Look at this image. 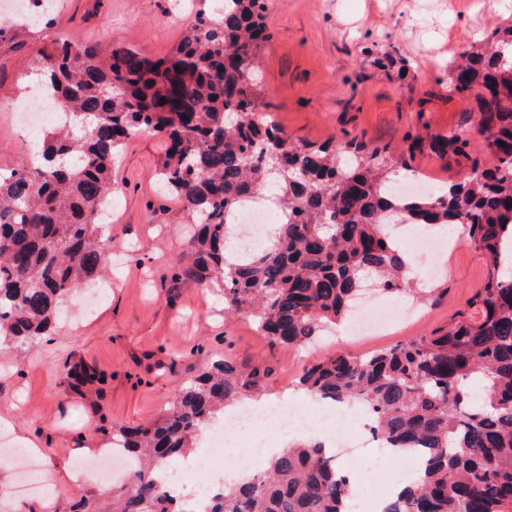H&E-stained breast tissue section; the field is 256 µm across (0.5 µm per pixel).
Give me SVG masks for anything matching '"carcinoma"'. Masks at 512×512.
Instances as JSON below:
<instances>
[{
  "label": "carcinoma",
  "instance_id": "obj_1",
  "mask_svg": "<svg viewBox=\"0 0 512 512\" xmlns=\"http://www.w3.org/2000/svg\"><path fill=\"white\" fill-rule=\"evenodd\" d=\"M267 10L268 0H224L165 58L50 41L35 71L73 120L43 133L37 160L0 171V341L51 334L69 293L105 271L100 219L116 193L115 160L139 134L160 137V180L196 224L176 275L223 285L224 314H249L276 346L302 347L348 317L370 277L407 297L406 263L384 225L462 224L489 270L447 327L364 356L333 353L306 367L299 386L317 401L364 403L392 452L419 454L417 478L384 512H512V274L502 272V244L512 243V26L448 64V95L479 111L412 142L454 160L463 177L404 199L391 191L389 148L296 142L259 117ZM29 30L0 21V46ZM478 134L491 164L476 155ZM263 195L288 220L270 246L231 262L225 217ZM247 385L234 362L217 361L152 425L112 429V447L136 470L76 512H186L158 474ZM349 499L335 456L310 443L215 494L206 512H349Z\"/></svg>",
  "mask_w": 512,
  "mask_h": 512
}]
</instances>
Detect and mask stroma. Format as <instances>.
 Returning <instances> with one entry per match:
<instances>
[{
	"instance_id": "stroma-1",
	"label": "stroma",
	"mask_w": 512,
	"mask_h": 512,
	"mask_svg": "<svg viewBox=\"0 0 512 512\" xmlns=\"http://www.w3.org/2000/svg\"><path fill=\"white\" fill-rule=\"evenodd\" d=\"M222 0H59L50 28L0 48V168L26 166L27 142L13 120L27 77L42 48L59 31L159 58L183 40L199 10ZM269 40L259 51L257 88L267 111L293 139L331 138L390 147L396 175L412 168L444 182L457 178L454 162L428 151L409 152L411 137L455 128L472 101L448 94V61L512 25V0H270ZM392 62H385V55ZM162 143L150 135L129 140L114 170L120 190L107 227L112 288L91 298L89 310L66 302V316L33 344L0 345V428L17 443L41 446L44 475L63 488L59 505L21 498L20 474L0 463V512H72L102 486L79 472L106 446L109 427L152 424L179 386L212 361L228 358L259 370L247 399L296 397L295 380L309 363L340 351L361 356L445 326L482 287L485 258L460 242L439 259L441 274L413 256L417 288L441 283L447 300L411 303L389 336L360 339L337 327L303 348L273 347L245 315L225 317L218 289L176 277L175 268L194 227L180 203L163 195L158 173ZM93 382L73 387L76 367Z\"/></svg>"
}]
</instances>
